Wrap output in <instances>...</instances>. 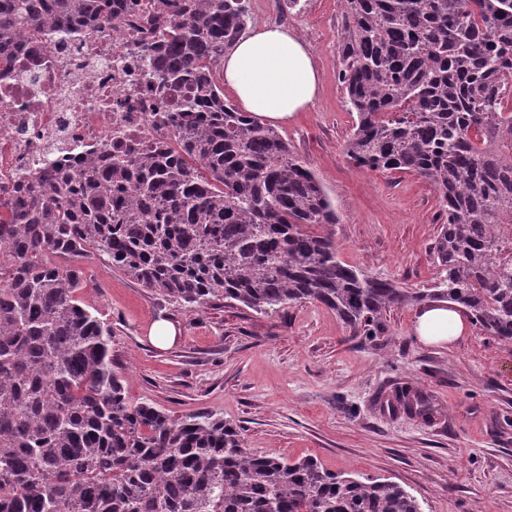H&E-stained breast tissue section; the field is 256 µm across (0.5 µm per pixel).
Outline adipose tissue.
Returning <instances> with one entry per match:
<instances>
[{
    "instance_id": "ef3b65f1",
    "label": "adipose tissue",
    "mask_w": 512,
    "mask_h": 512,
    "mask_svg": "<svg viewBox=\"0 0 512 512\" xmlns=\"http://www.w3.org/2000/svg\"><path fill=\"white\" fill-rule=\"evenodd\" d=\"M318 77L313 57L295 33L267 25L240 40L224 57V85L244 111L266 123L287 120L312 104ZM469 324L457 305L441 301L421 307L414 333L424 344L448 345Z\"/></svg>"
}]
</instances>
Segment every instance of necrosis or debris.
Wrapping results in <instances>:
<instances>
[{"instance_id":"obj_1","label":"necrosis or debris","mask_w":512,"mask_h":512,"mask_svg":"<svg viewBox=\"0 0 512 512\" xmlns=\"http://www.w3.org/2000/svg\"><path fill=\"white\" fill-rule=\"evenodd\" d=\"M118 25L46 30L0 68V203L48 167L81 168L101 151L169 138L177 98L152 75L155 41L141 27L150 0H114Z\"/></svg>"}]
</instances>
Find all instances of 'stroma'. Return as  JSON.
Listing matches in <instances>:
<instances>
[{"label":"stroma","mask_w":512,"mask_h":512,"mask_svg":"<svg viewBox=\"0 0 512 512\" xmlns=\"http://www.w3.org/2000/svg\"><path fill=\"white\" fill-rule=\"evenodd\" d=\"M341 8V0H300L286 18H252L254 28L294 30L318 72L312 105L276 130L329 196L340 260L404 288H429L440 277L436 191L411 173L359 169L345 153L356 115L338 79ZM57 263L81 270L80 296L112 329V363L129 399L176 417L223 416L259 455L389 478L425 512H512V346L478 324L454 345L426 346L413 335L409 305L356 336L317 302L268 315L220 300L189 309L99 256ZM158 320L180 329L170 348L148 339ZM403 390L430 412L406 410Z\"/></svg>","instance_id":"stroma-1"}]
</instances>
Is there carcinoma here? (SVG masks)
<instances>
[{
    "instance_id": "carcinoma-1",
    "label": "carcinoma",
    "mask_w": 512,
    "mask_h": 512,
    "mask_svg": "<svg viewBox=\"0 0 512 512\" xmlns=\"http://www.w3.org/2000/svg\"><path fill=\"white\" fill-rule=\"evenodd\" d=\"M113 0H0V64L44 24L110 26ZM340 82L362 170L440 198V280L425 290L337 257L322 182L271 126L224 98L214 63L249 0H155L158 76L186 92L154 142L28 183L0 223V512H422L384 477L253 454L215 413L132 401L110 327L56 255L94 252L180 305L260 314L319 302L358 333L426 299L512 344V0H343Z\"/></svg>"
}]
</instances>
